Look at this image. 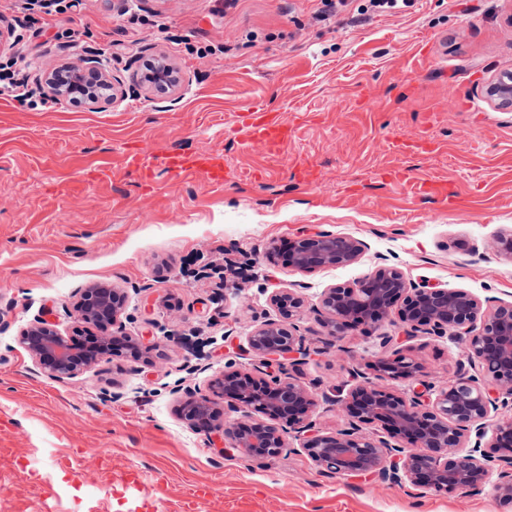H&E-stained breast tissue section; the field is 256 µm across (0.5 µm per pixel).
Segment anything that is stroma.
I'll return each mask as SVG.
<instances>
[{
	"label": "stroma",
	"mask_w": 512,
	"mask_h": 512,
	"mask_svg": "<svg viewBox=\"0 0 512 512\" xmlns=\"http://www.w3.org/2000/svg\"><path fill=\"white\" fill-rule=\"evenodd\" d=\"M362 3L320 20L319 0H83L27 27L0 11L16 27L0 63L27 82L108 53L125 93L57 111L0 97V512H133L147 494L158 512H183L200 483L214 492L195 512H512L490 483L434 492L329 474L299 450L251 459L178 413L225 367L256 372L247 338L276 318L274 292L311 308L384 257L411 281L512 301V260L494 249L512 231V105L487 93L512 71V0H417L369 19ZM130 7L166 31L129 23ZM156 55L180 76L164 95L132 79ZM249 106L282 114L277 150L242 143ZM133 144L148 178L126 167ZM207 150L224 154L223 184L166 165ZM430 182L451 201L427 196ZM318 232L367 248L315 271L268 260L272 245ZM97 282L125 290L122 321L149 361L115 355L64 383L39 374L21 329L38 315L70 333L79 290ZM298 326L311 355L295 377L320 398L322 433L346 426L328 398L351 388L352 367L399 353L435 383L461 369L445 336L385 322L335 347L311 312ZM102 449L111 469L91 463ZM129 466L144 488L122 489Z\"/></svg>",
	"instance_id": "1"
}]
</instances>
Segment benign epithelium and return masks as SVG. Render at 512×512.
Listing matches in <instances>:
<instances>
[{
    "label": "benign epithelium",
    "mask_w": 512,
    "mask_h": 512,
    "mask_svg": "<svg viewBox=\"0 0 512 512\" xmlns=\"http://www.w3.org/2000/svg\"><path fill=\"white\" fill-rule=\"evenodd\" d=\"M179 82L174 68L163 59L146 64L140 83L166 94ZM50 96L61 103L95 108L117 99L115 79L96 57L78 66L61 65L44 74ZM490 96L512 104V72L500 74L488 88ZM367 245L350 236L316 233L289 243L288 264L313 271L355 263ZM279 318L257 326L248 345L261 364L284 360L294 368L308 355L297 322L310 311L333 340L364 324L397 316L403 332L449 335L462 346L469 365L430 397L429 373L403 356L380 358L368 368L378 378L411 381L408 392L391 391L368 374L354 369L355 384L334 399L347 417V427L334 434L313 430L311 414L316 396L295 378L270 380L249 372L226 370L213 384V397L188 391L182 404L185 418L199 432L223 433L229 447L252 459L278 454L287 447V434L300 437V449L324 471L371 476L389 484H411L435 492L479 489L497 475V490L512 500V415L499 410L512 406V301L480 299L465 289L415 283L395 265L377 264L352 285H334L322 291L319 305L307 307L295 291L271 297ZM126 296L107 283L80 291L75 320L98 330L89 340L64 335L37 317L19 336L37 372L65 382L79 376L125 343L135 360L147 353L141 341L122 332L120 317ZM235 410L244 408L249 423L231 422L216 399ZM365 425H378L386 436L362 434Z\"/></svg>",
    "instance_id": "7a95c632"
}]
</instances>
